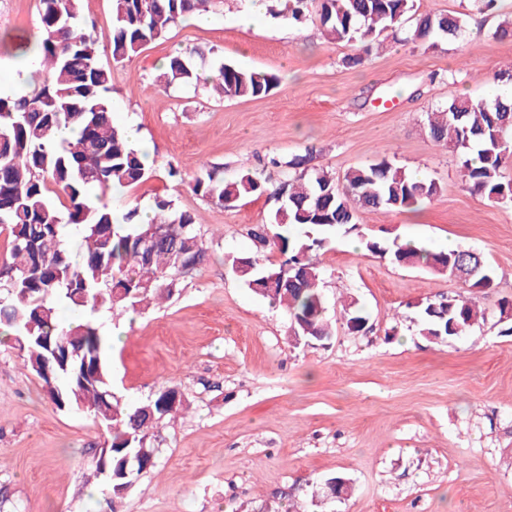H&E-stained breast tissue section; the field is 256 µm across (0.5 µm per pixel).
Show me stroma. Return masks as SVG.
I'll return each mask as SVG.
<instances>
[{"instance_id": "obj_1", "label": "stroma", "mask_w": 512, "mask_h": 512, "mask_svg": "<svg viewBox=\"0 0 512 512\" xmlns=\"http://www.w3.org/2000/svg\"><path fill=\"white\" fill-rule=\"evenodd\" d=\"M251 0H221L213 22L180 20L137 56L113 63L115 122L133 125L152 152L155 177L121 198L148 211L158 196L196 218L209 258L168 299L143 312L101 313L100 329L122 324L105 349L112 388L136 405L175 387L187 411L163 419L150 440L155 465L120 498L116 512H512V201L490 203L461 181L459 160L435 143L426 114L459 97L505 93L495 80L512 66V0L478 10L476 0H414L417 14L462 17V39L434 45L381 36L362 64L348 45L329 41L318 23L299 26L259 13L237 17ZM39 0H0V40L36 36ZM214 49L225 62L274 74L260 99H221L205 83H155L169 56ZM314 149V163L336 176L388 159L441 188L415 210L362 211L355 227L324 232L317 253L334 325L324 342L294 346L288 319L232 272L233 257L260 252L248 236L279 202L245 199L233 210L193 194L207 165L225 178L261 169L266 157ZM179 175L167 177L168 167ZM412 239L482 253L492 288L474 292L484 321L461 336L419 331L417 305L458 293L459 283L403 266L361 244ZM357 300L366 327L349 331L339 310ZM107 432L88 414L58 409L42 381L22 366L12 340H0V512H102L109 481L89 464ZM348 481L343 500L314 501L316 484Z\"/></svg>"}]
</instances>
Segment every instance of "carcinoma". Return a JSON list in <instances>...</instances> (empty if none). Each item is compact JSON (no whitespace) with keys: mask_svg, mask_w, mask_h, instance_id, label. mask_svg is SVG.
Listing matches in <instances>:
<instances>
[{"mask_svg":"<svg viewBox=\"0 0 512 512\" xmlns=\"http://www.w3.org/2000/svg\"><path fill=\"white\" fill-rule=\"evenodd\" d=\"M80 2L40 0V35L34 42L20 39L14 50L20 57L34 54L43 78L28 95L0 94V224L8 231L6 258L0 262V288L6 291L0 324L13 332L23 367L43 381L57 408L82 410L110 432L105 457L96 458L95 468L107 464L116 498L154 466L147 448L150 430L188 404L174 388L138 405L121 404L112 394L104 339L93 315L146 309L154 298L172 296L177 280L203 264L206 248L194 215L174 200L156 197L152 217L144 220L138 207L118 209L108 197L116 188L140 183L151 169L113 122L112 70L100 60L99 41L114 62H124L165 38L185 16L207 14L221 0H112V30L102 39L87 28ZM310 3L329 39L353 47L367 48L387 31L404 32L415 43L464 34L462 20L453 14L414 17L413 0H275L269 11L295 23L306 17ZM205 67L215 72L212 82L222 98L265 97L277 83L272 74L241 69L198 48L170 57L158 80L189 85ZM426 122L430 138L459 157L472 192L491 203L512 200V183H503L501 176L512 160L511 96L454 99L427 113ZM312 161L309 149L271 158L269 164L281 173L272 188L250 170L226 179L218 166L206 168L191 185L195 195L226 210L266 192L281 200L250 236L261 246L272 241L288 256L286 265L267 264L253 254L233 258L232 271L253 292L283 307L296 346L331 335L320 288L323 270L312 258L323 239L305 228L353 225L364 209H415L438 193L434 181L386 158L353 167L340 180ZM66 226L80 236L76 250L64 238ZM151 227L160 234L145 252L140 235ZM364 245L439 275L479 267L462 281L464 293L442 295L421 307L422 335L459 336L485 315L468 297L494 282L492 269L476 251L458 246L432 252L410 243L390 249L376 239ZM287 266L298 268L300 279L284 277Z\"/></svg>","mask_w":512,"mask_h":512,"instance_id":"obj_1","label":"carcinoma"}]
</instances>
